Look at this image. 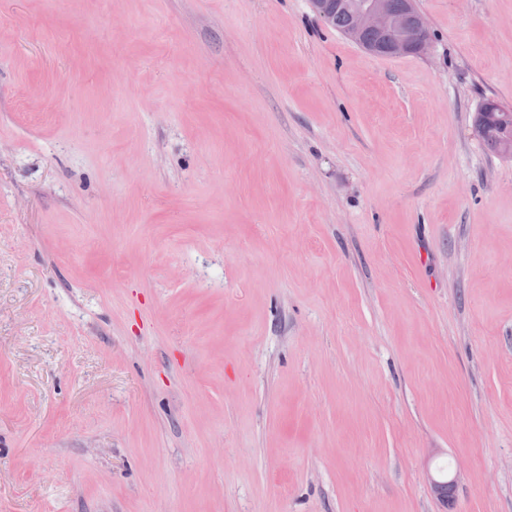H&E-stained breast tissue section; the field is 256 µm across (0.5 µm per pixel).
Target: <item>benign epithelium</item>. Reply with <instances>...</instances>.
Wrapping results in <instances>:
<instances>
[{
	"instance_id": "benign-epithelium-1",
	"label": "benign epithelium",
	"mask_w": 512,
	"mask_h": 512,
	"mask_svg": "<svg viewBox=\"0 0 512 512\" xmlns=\"http://www.w3.org/2000/svg\"><path fill=\"white\" fill-rule=\"evenodd\" d=\"M353 28L349 38L356 40L361 31H372L378 36L377 43L365 47L374 55L388 57L425 56L434 40L426 19L415 10L414 0H406L403 15L392 12L387 0H349ZM436 495L448 499L454 481L439 473L430 477Z\"/></svg>"
}]
</instances>
